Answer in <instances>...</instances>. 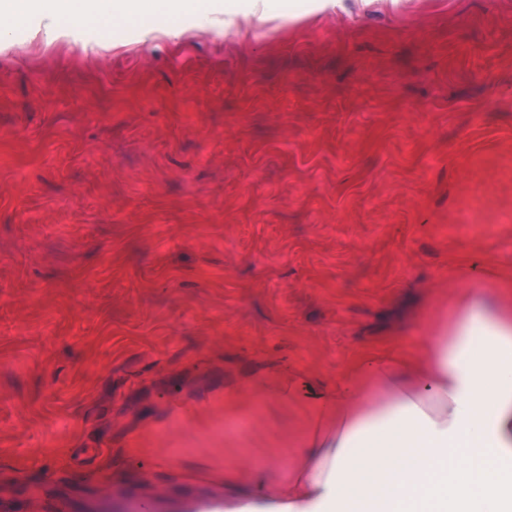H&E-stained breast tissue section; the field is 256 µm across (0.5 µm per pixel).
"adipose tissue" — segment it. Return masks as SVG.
<instances>
[{
	"mask_svg": "<svg viewBox=\"0 0 512 512\" xmlns=\"http://www.w3.org/2000/svg\"><path fill=\"white\" fill-rule=\"evenodd\" d=\"M375 385L395 398L369 414L354 399ZM312 398L324 427L275 512H358L370 494L385 512H512V468L487 462L512 457L511 320L482 312L423 350L363 355ZM384 454L400 466L380 469Z\"/></svg>",
	"mask_w": 512,
	"mask_h": 512,
	"instance_id": "ef3b65f1",
	"label": "adipose tissue"
}]
</instances>
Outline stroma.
I'll list each match as a JSON object with an SVG mask.
<instances>
[{"label": "stroma", "mask_w": 512, "mask_h": 512, "mask_svg": "<svg viewBox=\"0 0 512 512\" xmlns=\"http://www.w3.org/2000/svg\"><path fill=\"white\" fill-rule=\"evenodd\" d=\"M0 30V512L275 501L310 392L512 316V0Z\"/></svg>", "instance_id": "1"}]
</instances>
